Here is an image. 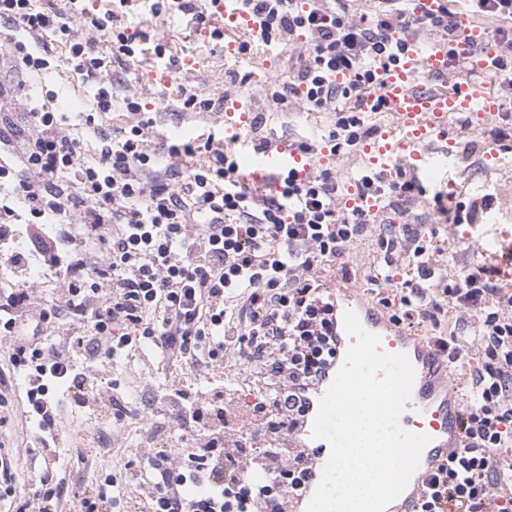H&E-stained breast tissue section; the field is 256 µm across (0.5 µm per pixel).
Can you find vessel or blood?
I'll use <instances>...</instances> for the list:
<instances>
[{"instance_id":"b4317fda","label":"vessel or blood","mask_w":512,"mask_h":512,"mask_svg":"<svg viewBox=\"0 0 512 512\" xmlns=\"http://www.w3.org/2000/svg\"><path fill=\"white\" fill-rule=\"evenodd\" d=\"M210 4L223 28L239 33L254 29V22L241 10L239 0H210ZM401 42L398 61L382 72L376 91L365 94L358 103L361 112L371 113L376 111L379 102H386L395 122L365 143L363 151L374 172L384 174L401 168L417 181L438 187L448 173V150L444 142L452 118L465 113L485 121L500 115L504 108L498 92L476 82L495 55L496 47L488 28L477 23L461 28L449 52L422 49L417 36L410 31L402 34ZM452 54L465 60L471 81L445 85L448 57ZM247 168L248 178H262L273 184L279 174L288 171L305 176L312 168V161L298 148L281 140L270 142L254 153ZM349 309L355 310L367 331L380 337L382 351L406 354L414 368L411 395L400 422L404 429L414 428L431 438L421 454L412 482L414 493H421L434 469L461 446L458 427L461 404L449 389L447 370L431 344L421 337L408 335L378 309L353 305L351 295L335 298L336 316L340 318ZM334 331L336 357L327 375L307 391L310 415L300 424L292 442L311 466L306 488L293 500L295 512H305L331 452L327 441L312 438L311 433L319 400L342 367L352 343L343 324H336Z\"/></svg>"}]
</instances>
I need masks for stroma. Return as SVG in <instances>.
Masks as SVG:
<instances>
[{"label": "stroma", "instance_id": "35a3bbf8", "mask_svg": "<svg viewBox=\"0 0 512 512\" xmlns=\"http://www.w3.org/2000/svg\"><path fill=\"white\" fill-rule=\"evenodd\" d=\"M114 24L130 33L145 34L146 39L134 56L120 58L113 57L110 43L99 42L101 55L112 60L109 112L96 114V81L73 69L67 60L65 42L55 37L44 41L54 60L53 69L46 73L14 70L8 60L0 64V117L16 127L19 138H26L31 131L29 112L18 106L25 99L36 103L53 100L57 110L65 114L72 134L80 139L89 161L97 159L99 153L98 139L84 124L86 114L91 112L95 113L97 124L115 134L137 124L140 117L150 118L149 146L161 155L173 140L189 141L209 133L226 139L225 113L234 108L246 116L237 131L239 139L231 146L241 162L254 153L256 145L274 137L291 142L303 137L320 140L335 121L334 113L305 105L283 91L305 52L303 37L276 39L268 45L255 39L244 45L229 35L216 40L208 31L187 26L180 15L164 12L156 16L137 7L119 15ZM158 43L172 58L169 66L156 62L153 48ZM192 94L212 100V110L180 111V99ZM131 100L142 104V114L128 111ZM501 130L512 133V108L504 109L492 121L456 116L448 130L451 165L444 202L451 208L465 206L476 216L473 224L441 223L434 210L436 191L427 186L406 201L383 195L376 222L392 228L402 224L427 225L434 231L430 242L433 257L447 262L449 275L483 264L498 268L500 285L512 289V265L502 259L503 252L512 246V147L497 140ZM376 251L375 236H361L349 247L350 275H343L336 265L315 268L312 275L333 292L343 280L355 289L366 290ZM1 277L17 288L39 282L45 303H54L57 298L59 281L42 259L31 258L28 265L16 268L0 264ZM119 372L124 387L113 401L128 411L149 399L146 392L133 390L134 381L149 376L171 383L177 379L171 364L149 350L136 352L131 362L120 363ZM221 379L228 397L269 382L260 366L231 356L224 360ZM56 428L60 450L54 476L69 492L88 490L100 475L110 473L125 480L137 473L139 457L135 449L123 445L100 447L99 438L110 426L95 423L89 409L64 404ZM0 442L18 452L13 464L16 495L0 503V512H15L31 486L33 460L42 454L36 430L26 422L22 407L7 412L5 425L0 426ZM91 445L99 449L97 471L93 474L79 467L74 457L75 449Z\"/></svg>", "mask_w": 512, "mask_h": 512}]
</instances>
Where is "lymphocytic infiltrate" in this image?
Here are the masks:
<instances>
[{
  "instance_id": "lymphocytic-infiltrate-1",
  "label": "lymphocytic infiltrate",
  "mask_w": 512,
  "mask_h": 512,
  "mask_svg": "<svg viewBox=\"0 0 512 512\" xmlns=\"http://www.w3.org/2000/svg\"><path fill=\"white\" fill-rule=\"evenodd\" d=\"M269 43L303 32L306 54L288 91L303 103L335 113L328 140L332 152L356 146L367 132L357 101L396 62L401 30L458 29L455 14L398 12L366 27L350 20L343 0H242ZM0 20L16 23L23 38L0 53L39 74L53 59L39 42L65 39L75 70L99 79L97 111H109L112 92L98 38L113 56H134L135 35L114 29L111 11L90 12L83 0H0ZM33 129L20 154L0 159V239L18 220V208L36 219L81 225L84 237H51L31 229L34 250L55 258L60 297L38 300L37 283L0 293V408L13 403L12 378L25 385V417L37 425L41 445H56V386L81 407L112 397L117 376L104 364L132 347L149 345L170 363L218 368L225 355L260 362L272 377V407L287 436L306 412L302 391L315 384L336 357L333 308L312 271L344 262L354 239L374 231L382 256L370 283L393 322L432 335L437 353L459 364L475 352L467 397L459 417L464 448L432 474L417 512H512V293L495 282L496 268L475 266L447 277L424 244L421 225L401 232L376 231L370 212L340 211L346 197L336 169L327 164L298 176L287 173L276 195L259 197L239 182L233 152L215 148L205 163L182 172L161 166L147 144L141 120L120 136L95 126L102 147L95 163L83 162L80 142L45 104H28ZM412 275L401 280V265ZM459 313L473 335L451 331L448 311ZM77 317L82 329L49 338L44 329L59 317ZM178 444L193 441L219 409L179 389L169 392ZM224 449L216 441L181 452L151 448L150 469L134 487L146 512H244L233 492L237 471L216 466ZM53 462L32 474V488L18 512H111L108 488L68 495L53 479Z\"/></svg>"
}]
</instances>
